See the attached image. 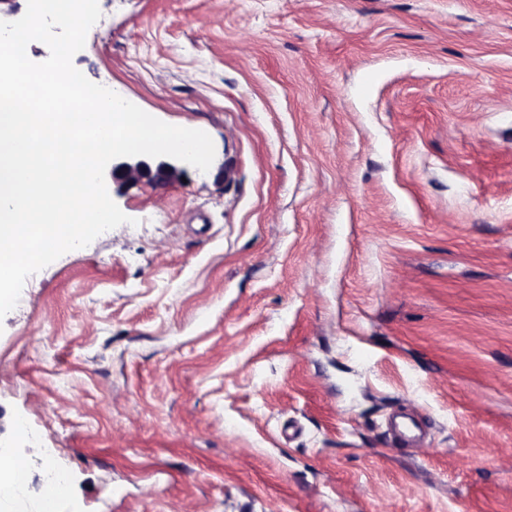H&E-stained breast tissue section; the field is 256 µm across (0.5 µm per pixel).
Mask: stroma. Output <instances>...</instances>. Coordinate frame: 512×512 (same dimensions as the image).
<instances>
[{
  "mask_svg": "<svg viewBox=\"0 0 512 512\" xmlns=\"http://www.w3.org/2000/svg\"><path fill=\"white\" fill-rule=\"evenodd\" d=\"M99 6L74 67L215 157L0 319V512H512V0ZM25 462L21 457L9 461L6 467L1 466L0 495L3 499H16L23 492ZM2 473H6L2 476Z\"/></svg>",
  "mask_w": 512,
  "mask_h": 512,
  "instance_id": "obj_1",
  "label": "stroma"
}]
</instances>
